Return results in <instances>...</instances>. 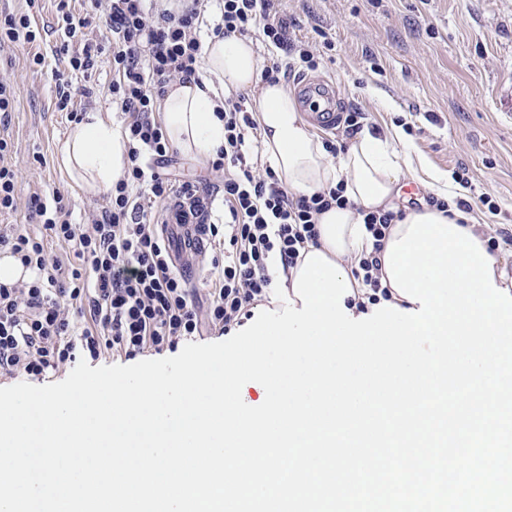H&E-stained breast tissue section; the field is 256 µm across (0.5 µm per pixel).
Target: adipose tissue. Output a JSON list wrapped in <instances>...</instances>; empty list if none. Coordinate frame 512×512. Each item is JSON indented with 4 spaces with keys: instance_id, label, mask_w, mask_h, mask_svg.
Returning <instances> with one entry per match:
<instances>
[{
    "instance_id": "obj_1",
    "label": "adipose tissue",
    "mask_w": 512,
    "mask_h": 512,
    "mask_svg": "<svg viewBox=\"0 0 512 512\" xmlns=\"http://www.w3.org/2000/svg\"><path fill=\"white\" fill-rule=\"evenodd\" d=\"M203 57L207 79L199 85L172 83L160 102L168 140L194 159L208 160L224 145V122L217 115L221 93L259 88V131L278 179L297 194L344 187L346 206L331 207L317 218L318 251L345 269L358 263L373 243L363 216L397 210L401 178L415 169L411 153L365 131L330 161L284 84L261 82L251 39L205 38ZM57 152L74 188L93 196L111 191L128 164L124 133L95 110L71 128Z\"/></svg>"
}]
</instances>
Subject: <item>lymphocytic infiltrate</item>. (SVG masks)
Segmentation results:
<instances>
[{
  "label": "lymphocytic infiltrate",
  "instance_id": "f902f5d3",
  "mask_svg": "<svg viewBox=\"0 0 512 512\" xmlns=\"http://www.w3.org/2000/svg\"><path fill=\"white\" fill-rule=\"evenodd\" d=\"M56 10V30L72 48L70 71L85 74L96 65L100 48L86 41L88 31L103 25L112 34V104L124 116L129 165L113 184L107 207L86 223H72L56 193L48 200L30 199L43 219V234L0 230V249L31 273L26 281L0 282V371L34 379L80 358L133 357L251 319L272 287L271 262L290 271L306 244L316 240L318 215L347 203L343 186L297 196L271 167L251 161L248 150L258 135L251 99L245 93L225 98L224 146L207 168L222 181L230 219L207 227L210 238L223 245L224 263L214 269L208 303L200 304L171 267L170 244L154 211L162 204L176 223L193 224L212 204L208 192L164 170L175 153L155 118L166 87L197 79L206 25L217 36L262 31L265 42L289 59L287 66L263 68L261 77L269 82L284 68L317 67L318 57L290 40L280 0H192L178 11L160 8L155 0H106L105 7L78 15L70 0H58ZM395 218L392 212L364 216L373 249L353 274L373 305L390 297L381 282L379 252ZM50 238L71 247L75 264L64 265L49 253ZM74 305L89 316L80 329L70 322Z\"/></svg>",
  "mask_w": 512,
  "mask_h": 512
}]
</instances>
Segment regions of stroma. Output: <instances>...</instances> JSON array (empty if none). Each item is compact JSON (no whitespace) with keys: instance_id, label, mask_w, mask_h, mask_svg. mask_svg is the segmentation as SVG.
Listing matches in <instances>:
<instances>
[{"instance_id":"1","label":"stroma","mask_w":512,"mask_h":512,"mask_svg":"<svg viewBox=\"0 0 512 512\" xmlns=\"http://www.w3.org/2000/svg\"><path fill=\"white\" fill-rule=\"evenodd\" d=\"M281 9L293 22L291 38L320 52L311 74L335 84L342 112L363 113L372 134L399 131L425 168L470 181L474 214L512 264V0H281ZM1 10L29 15L43 33L32 44L0 47V78L13 87L0 137L14 146L23 199L16 212L0 216V226L39 234L25 204L31 195L60 192L77 223L102 211L107 198L73 189L57 161L56 146L72 124L55 108V75L67 60L54 30L56 0H0ZM320 29L333 50H323ZM89 38L102 52L91 75L71 74L72 87L91 88L94 109L122 123L112 107V35L100 28ZM36 55L43 64H33ZM170 170L213 193L212 219L223 222L224 197L206 164L180 152ZM483 193L497 214L478 203Z\"/></svg>"}]
</instances>
